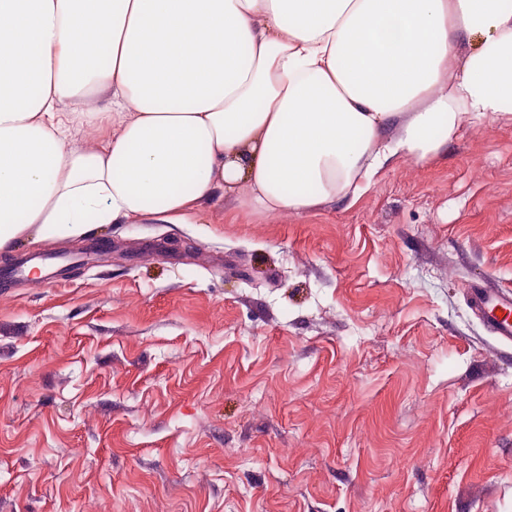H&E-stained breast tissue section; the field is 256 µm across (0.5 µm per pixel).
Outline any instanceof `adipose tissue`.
I'll use <instances>...</instances> for the list:
<instances>
[{
    "mask_svg": "<svg viewBox=\"0 0 512 512\" xmlns=\"http://www.w3.org/2000/svg\"><path fill=\"white\" fill-rule=\"evenodd\" d=\"M493 120L512 0H0V252L194 224L218 193L349 204Z\"/></svg>",
    "mask_w": 512,
    "mask_h": 512,
    "instance_id": "1",
    "label": "adipose tissue"
}]
</instances>
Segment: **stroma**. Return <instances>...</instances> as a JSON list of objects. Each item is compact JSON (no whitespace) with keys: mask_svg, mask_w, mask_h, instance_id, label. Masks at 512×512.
<instances>
[{"mask_svg":"<svg viewBox=\"0 0 512 512\" xmlns=\"http://www.w3.org/2000/svg\"><path fill=\"white\" fill-rule=\"evenodd\" d=\"M111 253H89L97 240ZM512 122L348 207L0 254V512H512ZM469 294L473 309L491 327L497 340L512 346V293L474 285Z\"/></svg>","mask_w":512,"mask_h":512,"instance_id":"obj_1","label":"stroma"}]
</instances>
